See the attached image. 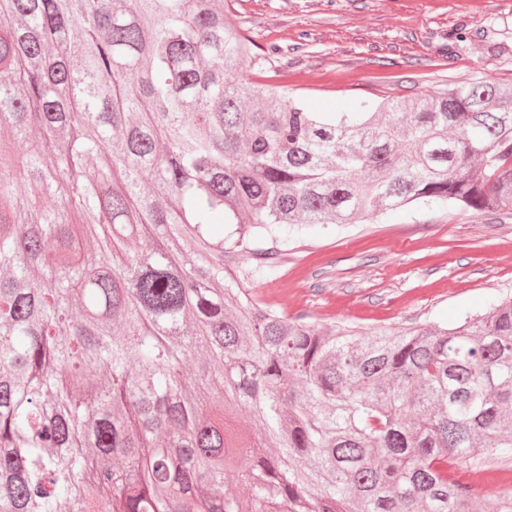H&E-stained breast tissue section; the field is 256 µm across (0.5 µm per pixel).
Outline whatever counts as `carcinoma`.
<instances>
[{"label": "carcinoma", "mask_w": 512, "mask_h": 512, "mask_svg": "<svg viewBox=\"0 0 512 512\" xmlns=\"http://www.w3.org/2000/svg\"><path fill=\"white\" fill-rule=\"evenodd\" d=\"M248 56L224 0H0V512H484L512 299L363 335L252 285L309 225L512 211V86L315 112Z\"/></svg>", "instance_id": "1"}]
</instances>
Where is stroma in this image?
I'll use <instances>...</instances> for the list:
<instances>
[{
    "label": "stroma",
    "mask_w": 512,
    "mask_h": 512,
    "mask_svg": "<svg viewBox=\"0 0 512 512\" xmlns=\"http://www.w3.org/2000/svg\"><path fill=\"white\" fill-rule=\"evenodd\" d=\"M224 18L250 41V77L279 73L321 112L512 85V0H224ZM254 290L326 327L450 326L512 296V214L420 207L313 229Z\"/></svg>",
    "instance_id": "35a3bbf8"
}]
</instances>
